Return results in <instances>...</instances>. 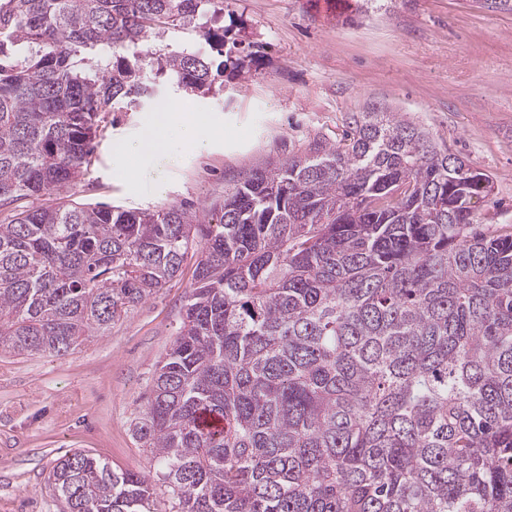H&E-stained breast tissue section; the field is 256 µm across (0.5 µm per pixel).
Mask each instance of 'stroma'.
Wrapping results in <instances>:
<instances>
[{
  "label": "stroma",
  "mask_w": 512,
  "mask_h": 512,
  "mask_svg": "<svg viewBox=\"0 0 512 512\" xmlns=\"http://www.w3.org/2000/svg\"><path fill=\"white\" fill-rule=\"evenodd\" d=\"M238 29L239 73L217 95L162 86L181 119L200 115L218 135L170 159L121 158L153 114L144 104L107 113L88 173L33 208L105 202L205 211L249 169L343 139L348 117L377 108L425 127L435 142L488 173L479 227L512 233V12L484 0H224ZM185 262L165 288L65 357L0 353V512H59L49 475L86 451L112 470L148 477L162 464L132 436L142 396L171 348L194 279Z\"/></svg>",
  "instance_id": "obj_1"
}]
</instances>
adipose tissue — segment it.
<instances>
[{
	"label": "adipose tissue",
	"instance_id": "obj_1",
	"mask_svg": "<svg viewBox=\"0 0 512 512\" xmlns=\"http://www.w3.org/2000/svg\"><path fill=\"white\" fill-rule=\"evenodd\" d=\"M174 123V105L165 102L158 107V116L141 136L131 143L127 151L138 157L159 159L169 157L176 152L177 141L193 143L198 149H207L214 136V126L206 118L196 117L181 126L180 140L169 136V129Z\"/></svg>",
	"mask_w": 512,
	"mask_h": 512
}]
</instances>
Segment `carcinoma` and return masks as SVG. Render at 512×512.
<instances>
[{
  "instance_id": "carcinoma-1",
  "label": "carcinoma",
  "mask_w": 512,
  "mask_h": 512,
  "mask_svg": "<svg viewBox=\"0 0 512 512\" xmlns=\"http://www.w3.org/2000/svg\"><path fill=\"white\" fill-rule=\"evenodd\" d=\"M223 14L0 0V349L64 356L197 255L132 428L162 470L65 454L62 512H158V485L177 512H512V234L477 229L488 175L425 128L356 112L343 142L265 162L203 216L22 206L81 179L106 113L159 83L222 92L242 67Z\"/></svg>"
}]
</instances>
